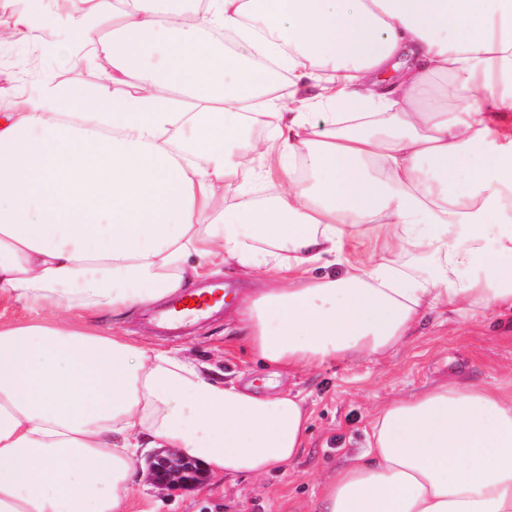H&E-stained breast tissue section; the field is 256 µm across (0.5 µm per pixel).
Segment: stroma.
Segmentation results:
<instances>
[{
	"label": "stroma",
	"mask_w": 512,
	"mask_h": 512,
	"mask_svg": "<svg viewBox=\"0 0 512 512\" xmlns=\"http://www.w3.org/2000/svg\"><path fill=\"white\" fill-rule=\"evenodd\" d=\"M29 0H0V89L34 91L43 79L62 84L98 86L105 62L72 67L53 52L34 54V44L52 32H32L19 42L11 19ZM202 283L221 281L231 288L225 309L178 332L154 328L146 309L119 319L101 316L103 326L149 345L179 351L215 366L225 380L252 383L262 393L299 392L310 410L307 444L283 469L262 478L241 476L218 482L204 474L189 488L157 485L139 468L132 502L150 497L155 512H314L322 479L364 444L373 411L391 400L407 399L436 382L454 378L512 390V310L469 316L440 309L429 313L413 336L387 356L360 362L336 361L272 376L250 349L230 311L245 288L237 269L210 265Z\"/></svg>",
	"instance_id": "1"
}]
</instances>
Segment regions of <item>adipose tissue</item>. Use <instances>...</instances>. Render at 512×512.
Wrapping results in <instances>:
<instances>
[{"label": "adipose tissue", "mask_w": 512, "mask_h": 512, "mask_svg": "<svg viewBox=\"0 0 512 512\" xmlns=\"http://www.w3.org/2000/svg\"><path fill=\"white\" fill-rule=\"evenodd\" d=\"M14 27L112 68L0 100V305L23 312L0 319V512H127L151 448L229 478L306 443L299 394L44 311L119 317L218 259L259 275L246 340L296 371L384 356L438 309H512V0H66ZM317 512H512V392L382 406Z\"/></svg>", "instance_id": "ef3b65f1"}]
</instances>
